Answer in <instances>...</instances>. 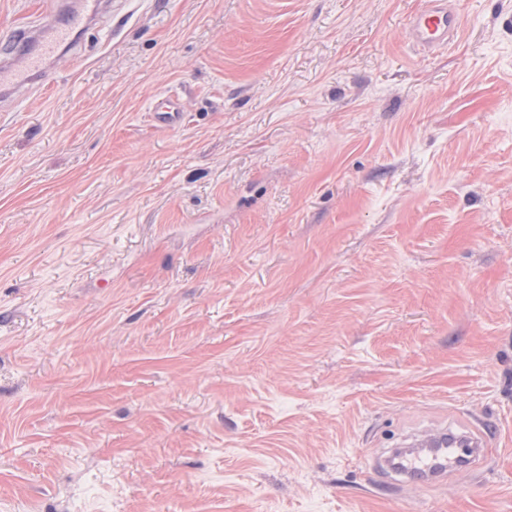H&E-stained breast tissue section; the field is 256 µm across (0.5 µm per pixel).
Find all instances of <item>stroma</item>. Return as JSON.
<instances>
[{
    "label": "stroma",
    "instance_id": "stroma-1",
    "mask_svg": "<svg viewBox=\"0 0 512 512\" xmlns=\"http://www.w3.org/2000/svg\"><path fill=\"white\" fill-rule=\"evenodd\" d=\"M426 2L109 0L0 103V512H512V0ZM461 28L457 11L444 0H430L412 19L409 37L424 52L445 49ZM149 116L157 126L173 127L180 123L182 112L175 100L163 98L149 110ZM468 448L466 454L460 448ZM492 447L489 436L478 429L461 432L448 426L444 429L425 431L417 443L403 448H419L408 453L396 449L387 457L386 466L403 478L401 484L437 482L446 480L448 474L480 462Z\"/></svg>",
    "mask_w": 512,
    "mask_h": 512
}]
</instances>
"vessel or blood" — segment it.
I'll list each match as a JSON object with an SVG mask.
<instances>
[{
  "label": "vessel or blood",
  "instance_id": "obj_1",
  "mask_svg": "<svg viewBox=\"0 0 512 512\" xmlns=\"http://www.w3.org/2000/svg\"><path fill=\"white\" fill-rule=\"evenodd\" d=\"M57 10L64 17L63 24L49 28L41 22L24 23L0 51V95L6 97L43 82L46 62L56 57L60 48L75 47L77 34L102 17L103 0H79L74 9L62 2ZM460 28L458 13L446 0H429L413 17L409 37L420 50L434 52L445 49ZM149 116L160 127L176 126L182 119L177 102L170 98L153 105ZM491 446L490 437L477 429H434L421 435L416 450L391 454L386 465L406 484L443 481L450 473L480 462Z\"/></svg>",
  "mask_w": 512,
  "mask_h": 512
}]
</instances>
